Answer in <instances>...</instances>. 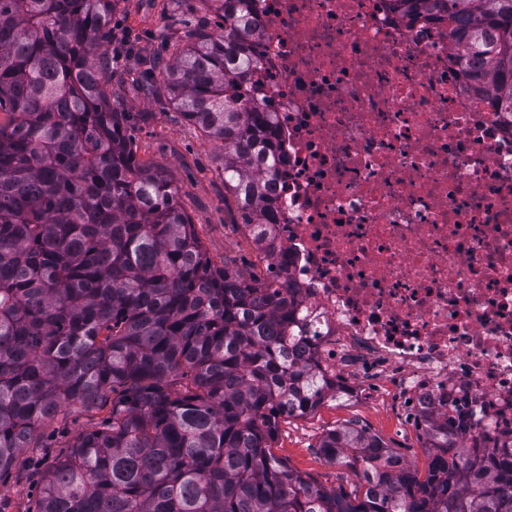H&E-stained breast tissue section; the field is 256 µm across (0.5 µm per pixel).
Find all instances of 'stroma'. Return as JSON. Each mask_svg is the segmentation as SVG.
I'll return each instance as SVG.
<instances>
[{
  "label": "stroma",
  "mask_w": 512,
  "mask_h": 512,
  "mask_svg": "<svg viewBox=\"0 0 512 512\" xmlns=\"http://www.w3.org/2000/svg\"><path fill=\"white\" fill-rule=\"evenodd\" d=\"M214 16L201 0H120L112 31L125 34L127 46L113 65L112 94L132 114L128 133L138 159L165 171L212 260L220 265L230 257L246 269L254 258L240 242L239 213L224 199L223 148L187 124L174 105H155L135 83L160 53L159 35L177 39L180 20ZM107 415L104 409L73 407L43 425L35 447L23 449L12 468L0 475V512H35L45 474L80 434L100 428ZM347 421L381 438L418 473L426 472L429 457L422 431L386 386L373 405L340 399L308 417L281 421L273 452L314 485L352 490L358 482L353 468L329 462L316 450L328 430Z\"/></svg>",
  "instance_id": "stroma-1"
}]
</instances>
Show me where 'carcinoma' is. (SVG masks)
<instances>
[{
  "label": "carcinoma",
  "instance_id": "obj_1",
  "mask_svg": "<svg viewBox=\"0 0 512 512\" xmlns=\"http://www.w3.org/2000/svg\"><path fill=\"white\" fill-rule=\"evenodd\" d=\"M179 56L140 88L224 147V190L247 225L275 221L276 150L251 102L253 0H205ZM448 19L475 88L512 113V0H400ZM119 0H0V473L38 429L112 399L48 472L36 512H512V454L465 451L433 415L425 477L354 424L317 445L351 492L272 452L280 421L328 384L291 334L292 308L235 260L216 266L164 171L136 158L112 106Z\"/></svg>",
  "mask_w": 512,
  "mask_h": 512
}]
</instances>
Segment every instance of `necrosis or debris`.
<instances>
[{"label": "necrosis or debris", "mask_w": 512, "mask_h": 512, "mask_svg": "<svg viewBox=\"0 0 512 512\" xmlns=\"http://www.w3.org/2000/svg\"><path fill=\"white\" fill-rule=\"evenodd\" d=\"M249 89L273 115L262 277L312 365L363 402L512 442V114L477 98L448 24L392 0H254Z\"/></svg>", "instance_id": "obj_1"}]
</instances>
